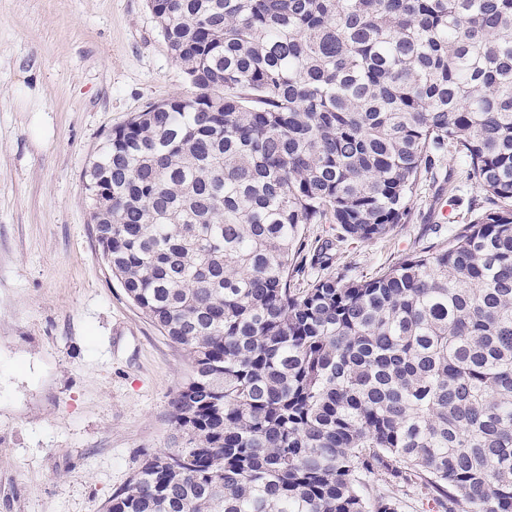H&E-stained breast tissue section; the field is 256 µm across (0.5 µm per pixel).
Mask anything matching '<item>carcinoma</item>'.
Returning a JSON list of instances; mask_svg holds the SVG:
<instances>
[{"mask_svg": "<svg viewBox=\"0 0 512 512\" xmlns=\"http://www.w3.org/2000/svg\"><path fill=\"white\" fill-rule=\"evenodd\" d=\"M149 9L193 91L112 129L86 182L192 374L183 446L106 512H512V0ZM449 156L477 190L451 238L293 287L302 225L384 238Z\"/></svg>", "mask_w": 512, "mask_h": 512, "instance_id": "carcinoma-1", "label": "carcinoma"}]
</instances>
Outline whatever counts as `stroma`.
<instances>
[{
	"mask_svg": "<svg viewBox=\"0 0 512 512\" xmlns=\"http://www.w3.org/2000/svg\"><path fill=\"white\" fill-rule=\"evenodd\" d=\"M191 90L147 0H0V512H104L144 452L181 444L191 364L107 268L84 172L113 128ZM475 194L443 162L385 238L304 225L296 281L393 266Z\"/></svg>",
	"mask_w": 512,
	"mask_h": 512,
	"instance_id": "1",
	"label": "stroma"
}]
</instances>
